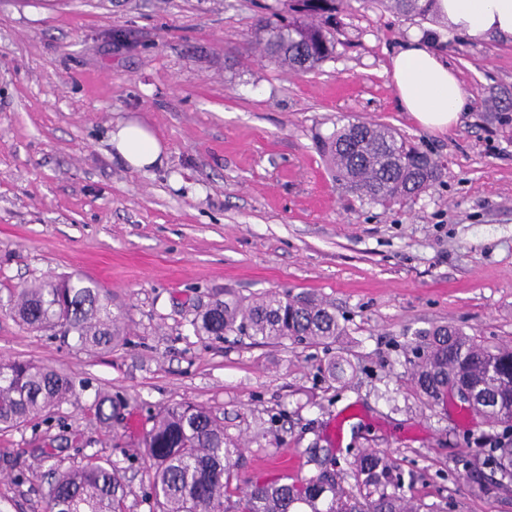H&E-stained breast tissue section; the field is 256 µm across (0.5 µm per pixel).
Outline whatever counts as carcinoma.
<instances>
[{
	"instance_id": "obj_1",
	"label": "carcinoma",
	"mask_w": 512,
	"mask_h": 512,
	"mask_svg": "<svg viewBox=\"0 0 512 512\" xmlns=\"http://www.w3.org/2000/svg\"><path fill=\"white\" fill-rule=\"evenodd\" d=\"M343 0H288V14L258 21L255 34L264 57L279 66L312 71L336 50L331 19ZM412 20L433 18L435 0H379ZM323 152L336 179L363 200L390 207L433 186L441 175L432 157L396 130L354 121L324 140ZM21 327L37 332L65 330L85 350H108L127 336L121 307L96 281L81 276L49 277L9 292L0 303ZM197 336H247L267 344L293 339L329 346L344 335L336 308L311 295L268 292L245 303L216 298L192 322ZM424 343L410 347L414 380L435 400L450 384L475 396L471 410L512 425V350L488 348L462 329L441 325L420 332ZM67 374L35 361L0 362V428L25 425L86 390ZM94 408L104 423L120 413L121 401L96 391ZM149 460L151 512H418L399 494L403 478L387 456L365 453L350 462L354 488L345 489L337 461L320 459L310 476L293 483L251 482L231 499L229 484L241 449L216 411L187 403L161 410L144 437ZM512 462V448L485 451L473 479L487 495L499 485L484 470L498 473ZM125 486L112 464L99 460L56 473L45 493L47 512H125ZM307 510H302V507Z\"/></svg>"
}]
</instances>
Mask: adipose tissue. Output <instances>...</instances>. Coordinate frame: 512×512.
<instances>
[{
	"mask_svg": "<svg viewBox=\"0 0 512 512\" xmlns=\"http://www.w3.org/2000/svg\"><path fill=\"white\" fill-rule=\"evenodd\" d=\"M437 13L451 31L473 39L512 37V0H438ZM390 70L399 109L428 130L448 131L469 108L470 95L459 78L419 36L407 37L393 50ZM110 142L132 169L161 162L160 141L138 120L118 125Z\"/></svg>",
	"mask_w": 512,
	"mask_h": 512,
	"instance_id": "1",
	"label": "adipose tissue"
}]
</instances>
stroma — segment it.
<instances>
[{"label": "stroma", "mask_w": 512, "mask_h": 512, "mask_svg": "<svg viewBox=\"0 0 512 512\" xmlns=\"http://www.w3.org/2000/svg\"><path fill=\"white\" fill-rule=\"evenodd\" d=\"M285 0H0V297L77 274L121 305L129 336L109 352L20 327L0 312V360L31 359L90 391L0 431V498L45 512L54 468L106 459L149 512L144 437L154 414L193 403L224 415L242 453L232 483L292 482L268 467L313 446L387 455L422 512H512L474 488L481 449L512 431L464 424L432 402L409 363L413 334L454 325L512 348V38L450 34L354 0L333 59L294 71L265 61L252 32ZM420 35L473 100L447 133L399 111L393 48ZM138 117L163 144L144 173L108 133ZM396 129L442 169L433 188L383 207L345 192L320 149L348 119ZM308 293L336 307V345L212 340L191 322L224 295ZM353 369L330 379L337 356ZM123 407L102 424L95 390ZM41 448L52 458L38 456ZM23 480H16V473Z\"/></svg>", "instance_id": "1"}]
</instances>
